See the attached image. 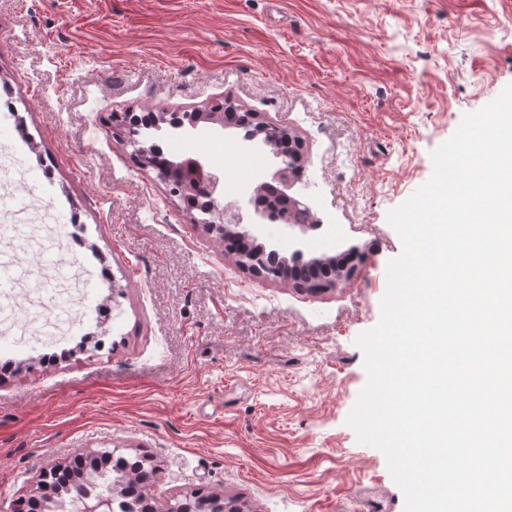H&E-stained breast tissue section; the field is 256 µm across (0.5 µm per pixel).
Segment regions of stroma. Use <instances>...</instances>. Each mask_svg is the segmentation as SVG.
<instances>
[{"label":"stroma","mask_w":512,"mask_h":512,"mask_svg":"<svg viewBox=\"0 0 512 512\" xmlns=\"http://www.w3.org/2000/svg\"><path fill=\"white\" fill-rule=\"evenodd\" d=\"M512 83V0H0V88L31 134L0 150L84 243L85 316L59 344L0 334V505L78 454L147 458L150 494L241 512H404L384 455L346 419L402 244L387 221L464 114ZM229 99L305 142L298 189L323 222L263 225L290 254H357L323 291L225 255L110 114ZM31 288L55 309L35 254Z\"/></svg>","instance_id":"1"}]
</instances>
